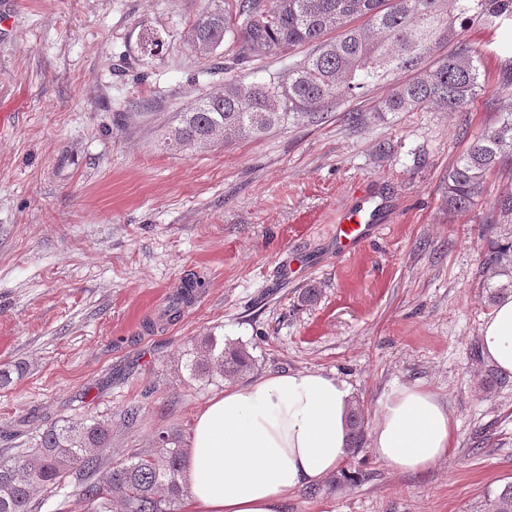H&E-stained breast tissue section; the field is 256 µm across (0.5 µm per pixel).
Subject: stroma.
Instances as JSON below:
<instances>
[{"mask_svg":"<svg viewBox=\"0 0 512 512\" xmlns=\"http://www.w3.org/2000/svg\"><path fill=\"white\" fill-rule=\"evenodd\" d=\"M206 0H0V366L24 372L0 389V458L45 425L112 416V455L156 430L189 437L225 381L189 379L181 354L214 334L246 348L250 378L320 370L347 383L373 424L396 387L434 391L453 422L448 458L400 474L363 446L360 482L288 497V512H480L512 482V377L492 388L481 328L492 311L482 273L512 224L485 221L512 190L490 178L481 202L449 215L443 178L512 97V33L469 25L486 82L464 111L395 112L356 127L344 112L385 97L379 85L322 121L163 147L197 97L287 73L282 55L241 58L232 41L204 72L188 29ZM162 33L156 56L141 29ZM376 190L393 217L337 255V213ZM203 286L179 320L156 319L187 274ZM318 289L304 304L305 289ZM142 408L136 424L126 407Z\"/></svg>","mask_w":512,"mask_h":512,"instance_id":"1","label":"stroma"}]
</instances>
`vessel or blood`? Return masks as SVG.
Returning a JSON list of instances; mask_svg holds the SVG:
<instances>
[{"mask_svg":"<svg viewBox=\"0 0 512 512\" xmlns=\"http://www.w3.org/2000/svg\"><path fill=\"white\" fill-rule=\"evenodd\" d=\"M388 220L383 201L375 193H366L337 216L332 232L334 249L340 255L351 253L374 236L378 224Z\"/></svg>","mask_w":512,"mask_h":512,"instance_id":"b4317fda","label":"vessel or blood"}]
</instances>
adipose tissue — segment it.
<instances>
[{
    "mask_svg": "<svg viewBox=\"0 0 512 512\" xmlns=\"http://www.w3.org/2000/svg\"><path fill=\"white\" fill-rule=\"evenodd\" d=\"M484 358L512 376V296L485 320ZM349 388L319 371L266 374L214 394L193 421L186 512H286L288 495L340 472L348 456ZM389 469L423 473L445 459L453 422L437 395L403 385L369 434Z\"/></svg>",
    "mask_w": 512,
    "mask_h": 512,
    "instance_id": "1",
    "label": "adipose tissue"
}]
</instances>
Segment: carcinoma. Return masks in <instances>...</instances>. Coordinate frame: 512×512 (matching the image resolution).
Returning a JSON list of instances; mask_svg holds the SVG:
<instances>
[{
	"label": "carcinoma",
	"mask_w": 512,
	"mask_h": 512,
	"mask_svg": "<svg viewBox=\"0 0 512 512\" xmlns=\"http://www.w3.org/2000/svg\"><path fill=\"white\" fill-rule=\"evenodd\" d=\"M365 18L384 34L374 41L354 22ZM512 21V0H208L190 26L199 59L208 61L228 34L237 36L246 56L290 55L310 51L259 83L224 81V90L191 102L168 131L167 148L189 150L224 136L258 138L288 124H315L342 104L380 82L392 92L370 111L410 112L435 107L460 112L482 88L478 53L461 38L467 24L493 28ZM142 53L154 56L163 42L141 30ZM408 78H403V75ZM512 163V112L499 125L469 143L444 180L448 212H463L482 196L485 183ZM512 223V193L492 204L486 223ZM485 268L498 274L512 266V248L488 252ZM201 282L194 277L168 303L162 319L173 322ZM181 365L201 382L233 380L248 373L254 360L222 336H203L184 350ZM349 448L364 441V416L358 405L349 417ZM111 423L95 415L54 422L30 448L0 460V512H30L38 492L55 493L70 485L86 512H177L188 494L187 452L179 434L156 433L152 446L112 461ZM488 512H512V483L487 503Z\"/></svg>",
	"instance_id": "1"
}]
</instances>
